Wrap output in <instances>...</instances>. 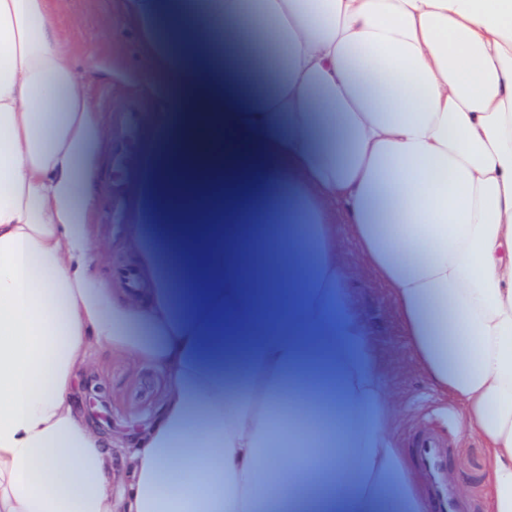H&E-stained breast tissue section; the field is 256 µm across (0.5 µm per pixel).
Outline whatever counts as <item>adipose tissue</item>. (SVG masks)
<instances>
[{"instance_id": "ef3b65f1", "label": "adipose tissue", "mask_w": 512, "mask_h": 512, "mask_svg": "<svg viewBox=\"0 0 512 512\" xmlns=\"http://www.w3.org/2000/svg\"><path fill=\"white\" fill-rule=\"evenodd\" d=\"M121 12L169 84L126 240L133 288L95 273L105 129L48 0H0V512H429L343 224L481 438L489 512H512V0ZM244 63L263 74L250 93ZM98 345L170 382L117 478L74 404ZM322 483L342 495L315 496Z\"/></svg>"}]
</instances>
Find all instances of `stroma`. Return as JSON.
I'll list each match as a JSON object with an SVG mask.
<instances>
[{"mask_svg":"<svg viewBox=\"0 0 512 512\" xmlns=\"http://www.w3.org/2000/svg\"><path fill=\"white\" fill-rule=\"evenodd\" d=\"M55 19L56 34L71 46L70 63L108 129L109 143L102 146L97 158L96 199V230L105 251L97 274L108 282L114 266L124 260L122 237L109 226L110 186L127 178L126 173L111 170L109 163L110 142L125 136L115 122L114 111L131 99L141 100L146 111H154L167 79L161 74L145 75L139 36L118 18L117 0H66ZM92 54L99 66L93 73L88 70ZM342 258L359 274L360 302L374 327L373 344L396 410L392 431L400 447L412 448L414 439L428 432L445 440L448 471L455 485L470 501L471 512H485L480 441L465 435L458 403L436 392L417 367L388 288L368 271L351 239L343 241ZM95 360L94 369L75 383L78 404L104 436H131L157 412L166 382L158 371L114 355L106 347L97 350Z\"/></svg>","mask_w":512,"mask_h":512,"instance_id":"1","label":"stroma"}]
</instances>
